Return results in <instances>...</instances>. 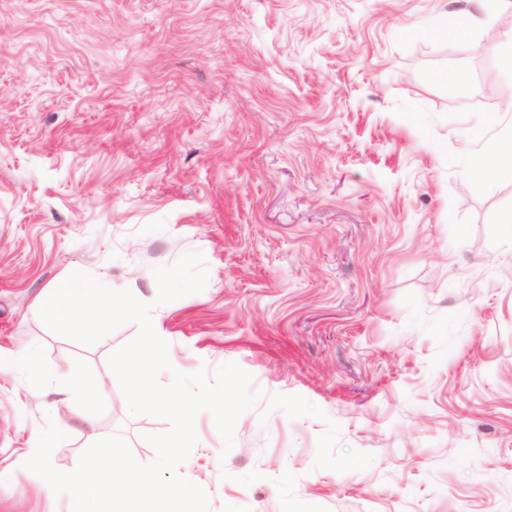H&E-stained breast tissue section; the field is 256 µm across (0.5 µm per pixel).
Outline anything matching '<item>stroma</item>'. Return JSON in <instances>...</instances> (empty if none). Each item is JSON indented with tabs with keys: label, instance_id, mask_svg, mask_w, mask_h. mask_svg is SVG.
<instances>
[{
	"label": "stroma",
	"instance_id": "1",
	"mask_svg": "<svg viewBox=\"0 0 512 512\" xmlns=\"http://www.w3.org/2000/svg\"><path fill=\"white\" fill-rule=\"evenodd\" d=\"M458 13L480 0H0V512H69L18 467L47 424L59 470L115 434L154 460L170 424L108 366L136 324L85 346L38 311L75 272L153 302L191 251L160 382L234 362L263 394L233 448L196 419L178 472L210 512H512V180L470 172L512 65L428 36ZM73 380L76 396L82 401L85 408L92 407L102 397V384L85 382L77 372L74 373Z\"/></svg>",
	"mask_w": 512,
	"mask_h": 512
}]
</instances>
